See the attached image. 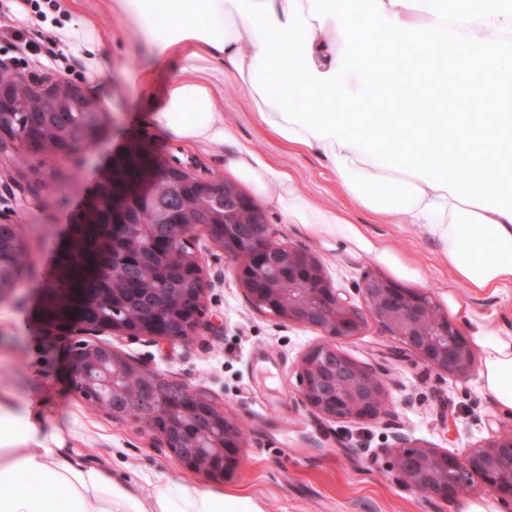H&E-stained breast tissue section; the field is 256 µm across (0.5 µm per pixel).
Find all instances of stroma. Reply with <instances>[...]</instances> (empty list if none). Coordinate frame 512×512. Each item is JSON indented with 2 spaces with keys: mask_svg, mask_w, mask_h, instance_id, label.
<instances>
[{
  "mask_svg": "<svg viewBox=\"0 0 512 512\" xmlns=\"http://www.w3.org/2000/svg\"><path fill=\"white\" fill-rule=\"evenodd\" d=\"M72 4L102 38L104 71L93 81L86 71L60 59L42 61L41 74L75 85L99 102L106 132L88 151L39 156L34 176L14 166L22 144L0 153V223L16 225L24 251L20 286L0 299V398L12 401L24 415L40 418L46 430L57 431L74 458L140 486L160 478L174 487L248 496L263 512H465L476 497L491 503L495 512H505L497 493L479 484L445 501L409 490L396 481L387 453L400 435L456 453L483 442L500 416L475 379L460 380L429 368L372 323L342 346L375 368L388 392L386 413L363 424L313 414L299 399L295 366L309 347L322 342V332L253 309L233 266L202 231L193 242L208 281L202 329L185 343L115 335L109 341L126 358L201 392L229 418L248 423L244 458L232 476L216 481L182 467L153 430L112 417L72 387L66 356L83 334L51 325L46 295L65 238L72 235L103 175L130 147L147 146L180 160L192 174L234 179L224 164L234 144L189 146L153 122L180 71V57L159 61L146 47L123 39L112 29L105 0ZM141 71L149 72L150 84L138 93L129 89L127 77ZM216 105L237 142L256 146L287 168L311 200L364 225L372 238L419 264L426 274V293L463 336H471L473 327L456 310L459 302L473 317L502 318L512 328L511 290L476 295L451 281L434 237L410 224L387 223L352 204L325 161L265 134L248 98L232 85H225ZM261 208L276 236L316 254L332 285L352 303L363 302L358 286L365 276H388L387 268L348 243L287 223L270 203Z\"/></svg>",
  "mask_w": 512,
  "mask_h": 512,
  "instance_id": "1",
  "label": "stroma"
}]
</instances>
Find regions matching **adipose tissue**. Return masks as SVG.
<instances>
[{"instance_id": "adipose-tissue-1", "label": "adipose tissue", "mask_w": 512, "mask_h": 512, "mask_svg": "<svg viewBox=\"0 0 512 512\" xmlns=\"http://www.w3.org/2000/svg\"><path fill=\"white\" fill-rule=\"evenodd\" d=\"M157 37L149 0H112V20L157 59L178 53L156 124L187 144L235 146L226 165L291 224L343 240L406 280L421 270L373 240L362 225L312 203L288 171L235 141L215 101L229 75L260 126L282 143L326 160L360 208L438 239L454 280L473 292L512 288V0H164ZM378 29L394 31L380 46ZM56 40L103 72L98 31L83 16L54 28ZM288 89L287 96L276 87ZM495 98L491 112H447V97ZM422 109L409 111L412 100ZM374 104L351 112L352 102ZM479 390L512 417V331L478 326ZM47 478L52 500L31 481ZM0 512H262L251 498L156 482L144 491L70 456L0 401Z\"/></svg>"}]
</instances>
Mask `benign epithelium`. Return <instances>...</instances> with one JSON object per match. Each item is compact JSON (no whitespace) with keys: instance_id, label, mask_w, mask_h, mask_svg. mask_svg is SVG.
<instances>
[{"instance_id":"7a95c632","label":"benign epithelium","mask_w":512,"mask_h":512,"mask_svg":"<svg viewBox=\"0 0 512 512\" xmlns=\"http://www.w3.org/2000/svg\"><path fill=\"white\" fill-rule=\"evenodd\" d=\"M54 85L52 79L17 74L12 85L0 86V112L11 111L16 102L29 96L34 101L28 111L50 107L56 100ZM84 117L88 127L82 133V140L94 143L102 134L104 114L94 102ZM74 145L75 134L63 130L59 132L54 153L68 155ZM195 188L204 197L226 200L236 197V186L230 182L197 178ZM125 198L127 195L112 189V212L99 221L101 235L114 244L137 238L144 242L142 252L163 254L153 245L150 234L132 222ZM201 228L198 223L177 224L172 241H190ZM216 246L235 265L238 284L252 307H267L277 318L317 328L323 333L325 341L306 350L297 361L296 376L302 404L326 419L368 422L377 419L388 406L384 384L374 369L350 356L340 345L342 340L361 335L370 320L438 372L467 379L477 370L470 344L439 313L433 297L417 290L396 288L382 276H368L358 288L364 301V307L359 308L332 286L316 256L276 240L261 211L256 213L244 236L231 231ZM195 265L199 286L190 299L176 297L178 313H168L165 307L151 304L148 312L134 324L115 317L95 321L76 318L73 324L89 335L113 333L144 336L155 342L185 341L202 324L203 298L208 287L203 267L198 261ZM304 266L310 279L290 277L288 287L272 288L269 296L249 286L252 276L284 268L297 271ZM435 316L438 320L434 331L421 328L425 320ZM115 353L109 343L94 344L83 365H69L71 379L84 387L99 389L110 401L111 414L116 418L136 422L165 418L166 423L158 427L157 433L181 466L212 479H221L237 468L244 441L233 433L224 411L218 409L216 414L197 421L194 435L183 436L180 422L207 398L170 381L164 391L134 399L126 395L127 373L150 376L155 371L125 357L118 359ZM397 441L398 445L391 448L392 468L406 488L417 492L423 488L428 495L446 500L455 493V483L471 475L495 490L508 508H512V426L490 429V436L465 454L432 448L403 436L397 437Z\"/></svg>"}]
</instances>
